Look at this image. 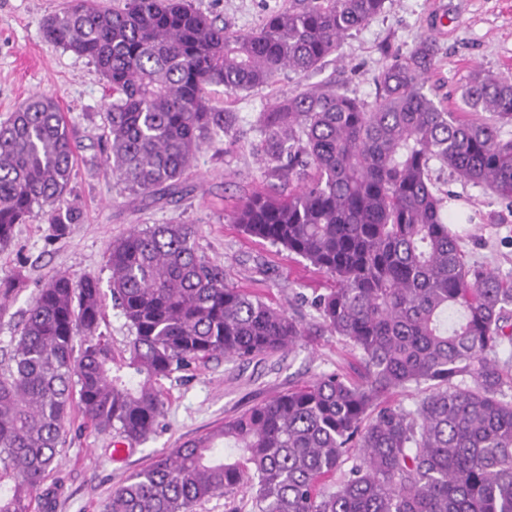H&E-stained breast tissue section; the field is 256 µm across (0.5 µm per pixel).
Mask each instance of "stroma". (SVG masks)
<instances>
[{
  "instance_id": "obj_1",
  "label": "stroma",
  "mask_w": 512,
  "mask_h": 512,
  "mask_svg": "<svg viewBox=\"0 0 512 512\" xmlns=\"http://www.w3.org/2000/svg\"><path fill=\"white\" fill-rule=\"evenodd\" d=\"M194 7L233 31L258 29L288 0H192ZM68 0H0V122L37 93L53 96L76 135V174L68 202L78 223L55 236L42 212L16 225L0 247V279L21 275L23 285L0 306V368H6L17 330L38 290L55 274H90L108 282L111 241L133 228L184 223L197 228L199 251L224 270V282L257 293L298 319L305 336L288 353L230 361L217 358L160 380L165 408L145 441L116 455L117 438L85 428L72 405L59 462L47 474L34 512H102L113 489L157 455L205 435L254 404L345 369L349 349L322 325L311 301L334 287L330 275L300 257L243 233L230 214L243 195L265 184L256 147L261 112L301 89L336 85L371 103L373 77L388 54L408 55L423 37L436 45L428 83L450 111H459L460 90L474 71L512 73V0H386L382 13L351 32L339 51L304 75L283 72L263 86L238 93L213 87V105L229 112L232 130L205 142L184 173L176 198L142 199L123 192L105 162L104 125L112 91L96 65L47 42L44 19ZM432 180L469 210L471 228L461 245L468 263L492 268L512 283V209L481 187L433 168Z\"/></svg>"
}]
</instances>
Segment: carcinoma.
<instances>
[{"label":"carcinoma","instance_id":"carcinoma-1","mask_svg":"<svg viewBox=\"0 0 512 512\" xmlns=\"http://www.w3.org/2000/svg\"><path fill=\"white\" fill-rule=\"evenodd\" d=\"M386 0H288L256 31H231L190 0H76L45 37L89 58L112 88L106 162L124 190L183 191L181 176L230 120L207 96L305 74ZM429 39L387 61L369 105L308 87L260 116L258 151L288 192L243 197L232 220L330 275L312 301L358 368L257 404L159 456L103 512H196L250 493L252 512H512V284L468 264L434 165L512 207V79L476 74L461 111L425 92ZM77 145L58 103L36 95L0 122V245L43 209L62 235ZM193 224H153L112 243L113 304L131 332L112 354L96 276H54L30 304L0 373V512H32L59 456L73 398L87 422L129 444L163 413L158 381L193 363L292 349L305 329L224 284ZM416 387L412 405L386 396Z\"/></svg>","mask_w":512,"mask_h":512}]
</instances>
